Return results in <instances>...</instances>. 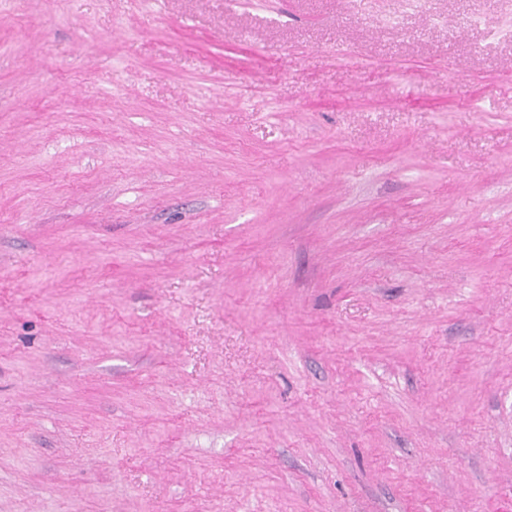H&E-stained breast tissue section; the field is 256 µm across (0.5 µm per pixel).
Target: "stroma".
I'll use <instances>...</instances> for the list:
<instances>
[{
    "instance_id": "obj_1",
    "label": "stroma",
    "mask_w": 512,
    "mask_h": 512,
    "mask_svg": "<svg viewBox=\"0 0 512 512\" xmlns=\"http://www.w3.org/2000/svg\"><path fill=\"white\" fill-rule=\"evenodd\" d=\"M0 512H512V0H0Z\"/></svg>"
}]
</instances>
